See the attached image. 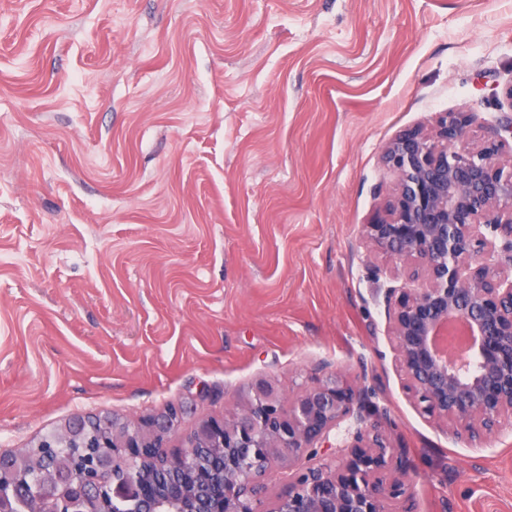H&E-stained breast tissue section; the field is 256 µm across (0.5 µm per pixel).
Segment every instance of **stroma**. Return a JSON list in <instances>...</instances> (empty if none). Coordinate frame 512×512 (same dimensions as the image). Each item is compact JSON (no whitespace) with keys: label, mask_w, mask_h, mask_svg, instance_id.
<instances>
[{"label":"stroma","mask_w":512,"mask_h":512,"mask_svg":"<svg viewBox=\"0 0 512 512\" xmlns=\"http://www.w3.org/2000/svg\"><path fill=\"white\" fill-rule=\"evenodd\" d=\"M512 0H0V449L76 417L366 374L412 497L512 512V426L455 436L387 335L367 250L396 136L512 114Z\"/></svg>","instance_id":"obj_1"}]
</instances>
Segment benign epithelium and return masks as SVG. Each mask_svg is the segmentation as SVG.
Segmentation results:
<instances>
[{
  "label": "benign epithelium",
  "instance_id": "1",
  "mask_svg": "<svg viewBox=\"0 0 512 512\" xmlns=\"http://www.w3.org/2000/svg\"><path fill=\"white\" fill-rule=\"evenodd\" d=\"M447 113L433 128L403 134L384 149L395 176L387 219L363 225L362 240L404 266L407 281L385 295L388 335L412 397L458 437L478 438L512 418V117L484 127ZM183 414L110 422L125 471L102 452L80 469L68 455L82 425L42 439L59 472L38 477L0 452V512H94L106 499L123 512H388L406 494L383 430L386 412L371 401L366 376L350 382L320 362L309 385L285 402L283 385L263 379L235 397L230 417L198 423L181 450L169 437ZM348 424L350 440L333 442ZM219 446L211 463L223 488L195 486L170 497L139 474L164 457L172 474H199L197 450ZM293 472L288 493L267 502L271 464Z\"/></svg>",
  "mask_w": 512,
  "mask_h": 512
}]
</instances>
